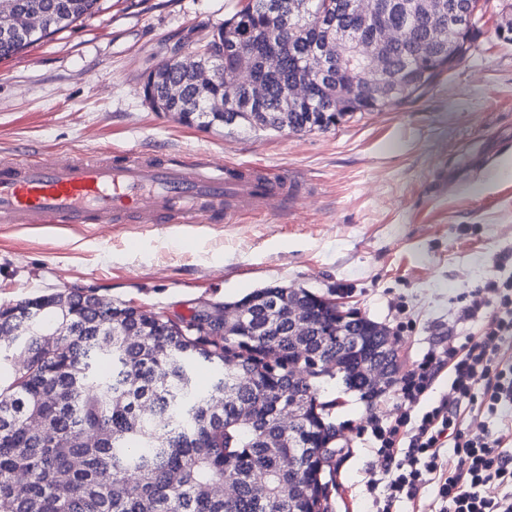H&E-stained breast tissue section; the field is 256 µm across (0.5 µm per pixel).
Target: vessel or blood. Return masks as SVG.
Listing matches in <instances>:
<instances>
[{"label":"vessel or blood","mask_w":512,"mask_h":512,"mask_svg":"<svg viewBox=\"0 0 512 512\" xmlns=\"http://www.w3.org/2000/svg\"><path fill=\"white\" fill-rule=\"evenodd\" d=\"M295 180L255 164L133 150L0 159V224L194 225L287 209Z\"/></svg>","instance_id":"1"}]
</instances>
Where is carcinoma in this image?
<instances>
[{"mask_svg": "<svg viewBox=\"0 0 512 512\" xmlns=\"http://www.w3.org/2000/svg\"><path fill=\"white\" fill-rule=\"evenodd\" d=\"M99 0H0V17L45 16L48 28L30 36L0 27V60L94 14ZM302 11L286 31L291 47L276 60L252 66L265 94L248 104L239 92L215 112L208 89L194 72L171 64L148 72L143 95L156 112L206 128L244 127L293 133L326 131L355 112H382L419 96L448 70V50L457 33L448 16L429 23L419 11L406 36L382 38L379 6L390 0H284ZM343 26H365L364 39L385 62L379 76L336 57L331 76L309 67L313 42ZM276 26L266 0H245L224 25L211 32L197 67L215 72L233 61L232 48L248 35L260 40ZM358 82L368 94H351ZM316 85L315 96L287 104L290 83ZM294 289L278 301L241 299L242 335L224 354V339L175 332L158 313L95 293L70 291L67 307L53 295L0 306V512H292L293 492L302 512H333L336 472L345 445L332 419L335 403L320 400L318 379L305 376L288 336ZM311 321L306 350L330 364L325 376H341L365 398L377 387L368 380L373 348L389 342L385 329L366 317L350 320L354 351L336 336L339 306L316 296L305 299ZM212 379L199 385L197 368ZM295 401L300 414L278 431L277 409ZM282 444L269 447L274 432Z\"/></svg>", "mask_w": 512, "mask_h": 512, "instance_id": "1", "label": "carcinoma"}]
</instances>
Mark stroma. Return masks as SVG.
Segmentation results:
<instances>
[{
    "instance_id": "1",
    "label": "stroma",
    "mask_w": 512,
    "mask_h": 512,
    "mask_svg": "<svg viewBox=\"0 0 512 512\" xmlns=\"http://www.w3.org/2000/svg\"><path fill=\"white\" fill-rule=\"evenodd\" d=\"M70 28L0 61V157L60 150L208 155L302 185L288 209L243 223L65 229L0 226V304L74 289L188 314L268 285L306 288L385 325L401 369L437 341L480 335L468 292L512 272V0H486L465 58L414 102L305 134L188 127L153 111L147 72L221 25L240 0H102ZM395 388L361 399L325 384L348 441L335 512H374L380 465L363 425Z\"/></svg>"
}]
</instances>
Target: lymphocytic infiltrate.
Returning <instances> with one entry per match:
<instances>
[{
    "instance_id": "f902f5d3",
    "label": "lymphocytic infiltrate",
    "mask_w": 512,
    "mask_h": 512,
    "mask_svg": "<svg viewBox=\"0 0 512 512\" xmlns=\"http://www.w3.org/2000/svg\"><path fill=\"white\" fill-rule=\"evenodd\" d=\"M466 315L486 317L482 334L429 346L401 377L394 415L367 418L385 477L376 512L405 501L412 512H512V429L474 434L461 422L467 411L512 410V275L474 289ZM443 376L448 391L434 395Z\"/></svg>"
}]
</instances>
